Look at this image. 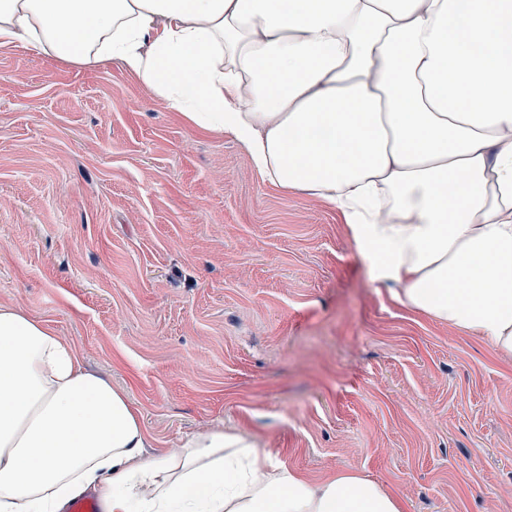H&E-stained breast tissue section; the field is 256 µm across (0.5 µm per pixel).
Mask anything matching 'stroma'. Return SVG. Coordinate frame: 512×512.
<instances>
[{
	"label": "stroma",
	"instance_id": "obj_1",
	"mask_svg": "<svg viewBox=\"0 0 512 512\" xmlns=\"http://www.w3.org/2000/svg\"><path fill=\"white\" fill-rule=\"evenodd\" d=\"M0 305L127 393L144 457L221 424L407 512H512V363L399 306L335 209L118 63L0 51Z\"/></svg>",
	"mask_w": 512,
	"mask_h": 512
}]
</instances>
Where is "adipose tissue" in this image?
Wrapping results in <instances>:
<instances>
[{
    "label": "adipose tissue",
    "mask_w": 512,
    "mask_h": 512,
    "mask_svg": "<svg viewBox=\"0 0 512 512\" xmlns=\"http://www.w3.org/2000/svg\"><path fill=\"white\" fill-rule=\"evenodd\" d=\"M113 61L265 182L344 217L393 300L512 361V0H0V48ZM140 412L0 306V512H406L214 427L144 458Z\"/></svg>",
    "instance_id": "1"
}]
</instances>
